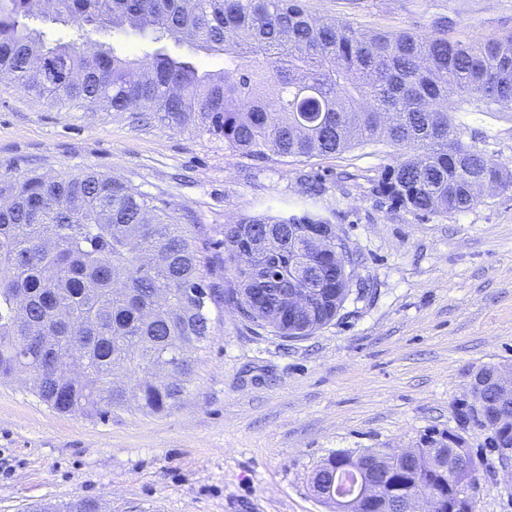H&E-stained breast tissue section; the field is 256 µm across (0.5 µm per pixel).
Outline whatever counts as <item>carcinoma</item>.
Segmentation results:
<instances>
[{"instance_id":"1","label":"carcinoma","mask_w":512,"mask_h":512,"mask_svg":"<svg viewBox=\"0 0 512 512\" xmlns=\"http://www.w3.org/2000/svg\"><path fill=\"white\" fill-rule=\"evenodd\" d=\"M41 0H0V78L50 103L91 110L151 112L170 126L192 123L224 148L257 157H324L378 144L396 149L378 179L379 194L416 215L456 212L474 202L473 185L512 187V171L473 143L458 111L512 112V34L487 41L448 37L443 21L421 37L364 32L309 17L301 0H57L55 19L85 31L127 28L151 40L188 42L224 54V70L203 69L160 47L150 61L110 49L55 41L30 26L48 12ZM32 54L56 55L65 77L48 82ZM0 378L26 369L49 408L84 416L162 413L186 390L193 355L208 341V302L236 308L260 329L291 338L329 323L349 291L355 263L328 221L261 217L227 224L224 288L205 283L201 246L154 198L94 170L77 175L0 174ZM330 239L327 255L309 250L306 229ZM254 235L262 248L244 265L237 245ZM314 293L311 311L289 323L281 294ZM478 368L488 419L502 420L486 447L512 439V405ZM458 430L420 440L394 463L378 450L339 451L315 470L314 491L329 499L356 491L358 476L379 472L389 497L410 506L430 488L454 512H474L483 460L449 444L463 439L474 413L458 408ZM469 491L461 502L457 494ZM41 512H99L80 500Z\"/></svg>"}]
</instances>
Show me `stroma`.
I'll list each match as a JSON object with an SVG mask.
<instances>
[{
	"label": "stroma",
	"instance_id": "35a3bbf8",
	"mask_svg": "<svg viewBox=\"0 0 512 512\" xmlns=\"http://www.w3.org/2000/svg\"><path fill=\"white\" fill-rule=\"evenodd\" d=\"M360 30L489 40L512 33V0H302ZM467 141L512 168V116L465 112ZM393 148L255 158L148 114L50 104L0 81V173L91 168L166 204L208 244L221 282L224 225L311 212L359 262L336 317L284 338L230 306L195 356L181 402L159 414L56 412L0 382V512L97 501L102 512H334L311 489L341 450L397 454L455 429L480 366L512 367V189L462 212L416 215L383 200ZM475 512H512V473L490 465Z\"/></svg>",
	"mask_w": 512,
	"mask_h": 512
}]
</instances>
